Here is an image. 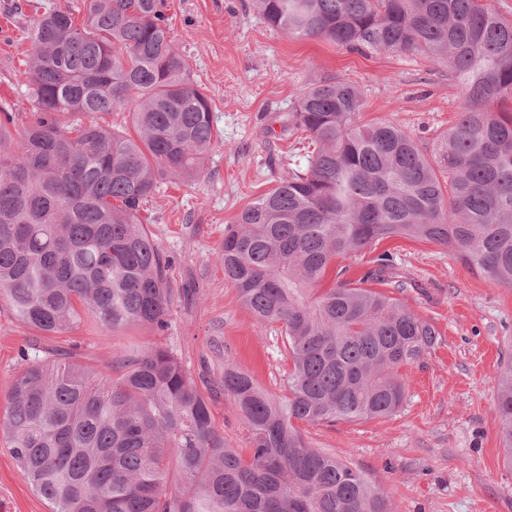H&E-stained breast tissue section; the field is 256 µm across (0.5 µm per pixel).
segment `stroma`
Listing matches in <instances>:
<instances>
[{"label": "stroma", "instance_id": "stroma-1", "mask_svg": "<svg viewBox=\"0 0 512 512\" xmlns=\"http://www.w3.org/2000/svg\"><path fill=\"white\" fill-rule=\"evenodd\" d=\"M63 1L82 16L83 0H0V107L20 122L32 112L21 76L32 54L29 29ZM165 2L170 37L210 99L215 132L202 176L162 184L140 212L170 261L168 326L107 333L85 322L46 336L0 298V418L25 351L44 360L67 349L74 362L99 370L161 345L197 383L230 364L280 394L290 366L281 331L256 324L218 255L235 215L306 154L305 134L287 129L290 109L310 84L342 78L360 91L365 120L400 125L432 154L463 105L459 83L423 57L291 39L263 23L252 0ZM384 254L407 283L402 299L434 325L438 341L403 369L406 401L395 414L300 429L311 446L388 491L394 512H512V470L495 413L497 379L512 359V288L492 284L445 247L403 239L346 259L347 279L366 276ZM0 512H50L1 435Z\"/></svg>", "mask_w": 512, "mask_h": 512}]
</instances>
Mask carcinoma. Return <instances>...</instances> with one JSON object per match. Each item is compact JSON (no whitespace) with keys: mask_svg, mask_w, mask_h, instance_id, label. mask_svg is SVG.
I'll return each mask as SVG.
<instances>
[{"mask_svg":"<svg viewBox=\"0 0 512 512\" xmlns=\"http://www.w3.org/2000/svg\"><path fill=\"white\" fill-rule=\"evenodd\" d=\"M297 40L420 55L464 93L434 157L400 126L363 121L360 91L314 83L288 129L312 151L224 230V278L259 326L281 325L283 393L224 365V397L251 434L224 441L211 398L174 353L134 351L117 376L57 358L14 380L10 453L50 512H392L387 492L303 438L296 423L397 412L401 370L437 342L403 300L329 267L388 238L435 243L512 287V21L489 0H253ZM165 0H85L34 22L25 72L34 120L0 113V297L46 335L88 317L106 331L167 326L169 261L139 211L162 181L204 170L215 136L208 96L174 46ZM132 108L136 137L97 122ZM512 468V364L497 382Z\"/></svg>","mask_w":512,"mask_h":512,"instance_id":"1","label":"carcinoma"}]
</instances>
